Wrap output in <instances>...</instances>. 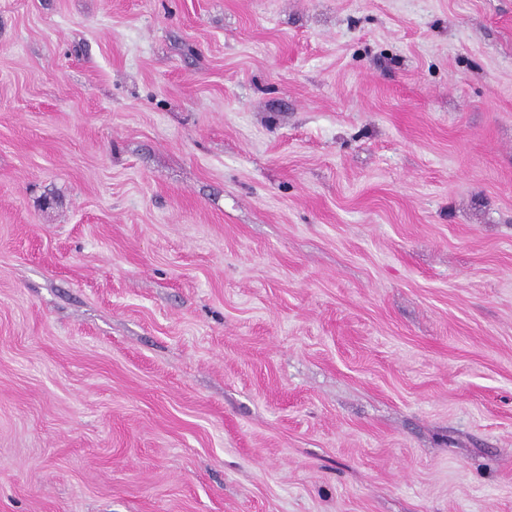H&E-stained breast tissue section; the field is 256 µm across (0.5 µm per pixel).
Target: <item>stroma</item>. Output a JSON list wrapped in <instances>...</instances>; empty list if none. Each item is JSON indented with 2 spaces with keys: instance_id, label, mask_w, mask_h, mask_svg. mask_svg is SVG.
Segmentation results:
<instances>
[{
  "instance_id": "stroma-1",
  "label": "stroma",
  "mask_w": 512,
  "mask_h": 512,
  "mask_svg": "<svg viewBox=\"0 0 512 512\" xmlns=\"http://www.w3.org/2000/svg\"><path fill=\"white\" fill-rule=\"evenodd\" d=\"M0 512H512V0H0Z\"/></svg>"
}]
</instances>
